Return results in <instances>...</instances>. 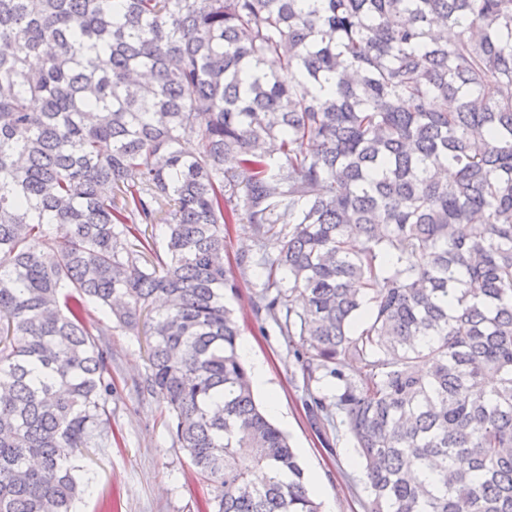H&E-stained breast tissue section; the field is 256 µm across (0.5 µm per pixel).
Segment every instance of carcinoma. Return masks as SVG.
Returning a JSON list of instances; mask_svg holds the SVG:
<instances>
[{
  "instance_id": "1",
  "label": "carcinoma",
  "mask_w": 512,
  "mask_h": 512,
  "mask_svg": "<svg viewBox=\"0 0 512 512\" xmlns=\"http://www.w3.org/2000/svg\"><path fill=\"white\" fill-rule=\"evenodd\" d=\"M243 220L366 512H512V0H0V512H76L112 444L91 304L212 512H320L224 304Z\"/></svg>"
}]
</instances>
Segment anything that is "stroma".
Masks as SVG:
<instances>
[{"label":"stroma","mask_w":512,"mask_h":512,"mask_svg":"<svg viewBox=\"0 0 512 512\" xmlns=\"http://www.w3.org/2000/svg\"><path fill=\"white\" fill-rule=\"evenodd\" d=\"M263 279L260 268H247L238 276L236 295L226 298L243 342L268 367L267 386L255 389V399L263 405L276 397L280 412L272 421L288 435L305 475L317 477L319 501H332L335 512H364L368 492L352 440L341 424L316 428L304 404L307 392L328 393L332 384L308 381L297 355L300 340H288L275 322L256 316ZM91 314L110 332L112 445L82 459L92 487L78 512H197L210 490L197 482L186 452L176 445L161 399L145 387L144 337L118 328L99 308Z\"/></svg>","instance_id":"obj_1"}]
</instances>
